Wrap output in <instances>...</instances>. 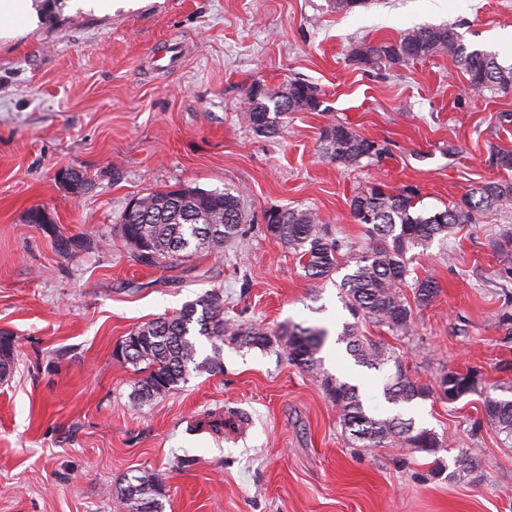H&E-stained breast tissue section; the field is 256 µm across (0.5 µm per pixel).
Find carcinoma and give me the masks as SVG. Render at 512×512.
Returning <instances> with one entry per match:
<instances>
[{"label":"carcinoma","mask_w":512,"mask_h":512,"mask_svg":"<svg viewBox=\"0 0 512 512\" xmlns=\"http://www.w3.org/2000/svg\"><path fill=\"white\" fill-rule=\"evenodd\" d=\"M368 53V64L378 70L407 64L448 52L467 75V88L480 95L495 88L512 87V64L504 66L496 55L484 50H469L452 27L408 29L393 41L376 45L360 44L350 50L356 59L359 50ZM315 85L294 80L278 90L265 89L260 95L248 94L249 108L242 120L258 135L274 136L288 123V114L315 110ZM372 140L351 128L336 123L323 132L322 153L345 168L374 162L368 153ZM139 212L134 217L122 213L119 231L135 249L138 259L149 266L188 257L198 251H219L247 233L241 195L237 191H208L189 185L172 190H155L138 196ZM418 193L409 187L387 192L379 185L357 192L350 201L352 217L366 229L375 244L357 254L341 253L342 244L330 237L310 210L286 209L266 225V232L304 261L303 269L313 279L327 280L343 268L349 269L336 284L345 308L354 319H367L392 332H405L413 312L401 290L413 288L416 303L428 306L438 293L434 278L416 279L410 275L408 253L427 249L435 239L458 224H472L479 215L512 209V181L492 179L470 188L452 205L441 210L418 207ZM328 333L323 328L291 324L275 338L256 327H243L224 319L223 300L205 294L185 304L178 312L143 324L123 340L130 348L123 359L135 365L144 363L148 373L137 382L136 397L150 402L163 397L186 382L190 372H221L224 341L243 348L267 350L276 340L285 347L288 360L316 375L326 395L340 412V424L359 448L406 447L436 455L449 447L445 437L403 418L398 412L380 416L367 413L359 387L320 371L318 354ZM204 337L212 354L199 357L198 338ZM354 363L381 372L391 366L383 384L385 400L394 406H409L430 397L429 385L412 378L395 350L358 334L357 323H346L336 338ZM14 364L12 342L0 339V379ZM478 390L469 376L450 371L439 378L438 391L451 401ZM484 413L505 440L512 441V400L488 397ZM480 464L464 450L454 457L448 478H461L477 471ZM165 490L161 479L143 475L117 492V502L129 512H162Z\"/></svg>","instance_id":"cac0c4a2"}]
</instances>
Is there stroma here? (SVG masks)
<instances>
[{
  "label": "stroma",
  "mask_w": 512,
  "mask_h": 512,
  "mask_svg": "<svg viewBox=\"0 0 512 512\" xmlns=\"http://www.w3.org/2000/svg\"><path fill=\"white\" fill-rule=\"evenodd\" d=\"M448 26L471 49L512 63V0H31L20 32L0 39V334L15 364L0 380V512H119L114 493L153 472L163 512H512V444L483 414L512 399V210L464 224L413 250L412 278L439 292L415 306L407 332L364 321L363 335L394 348L409 374L436 386L470 369L479 390L417 401L416 422L467 451L483 476L433 475L410 448L351 447L339 411L314 375L281 348L225 345L224 370L194 372L141 403V366L116 349L130 332L215 293L224 317L276 333L327 330L323 366L354 379L368 408L387 412L381 373L355 366L336 338L350 315L333 281L308 278L298 256L267 235L272 209L308 208L354 251L370 244L352 197L381 182L416 186L428 209L452 205L512 150V90L466 94L455 60L437 55L382 70L351 47L406 29ZM173 65L153 68L152 54ZM313 83L322 105L289 114L273 137L241 120L252 85ZM345 123L387 148L347 169L322 155L321 133ZM62 170L90 188L72 197ZM238 190L246 236L221 253L159 268L140 263L118 220L132 197L171 186ZM48 212L52 227L28 220ZM78 244L58 252L57 236ZM105 242L84 250L86 238ZM227 408L249 413L235 437L194 430Z\"/></svg>",
  "instance_id": "obj_1"
}]
</instances>
